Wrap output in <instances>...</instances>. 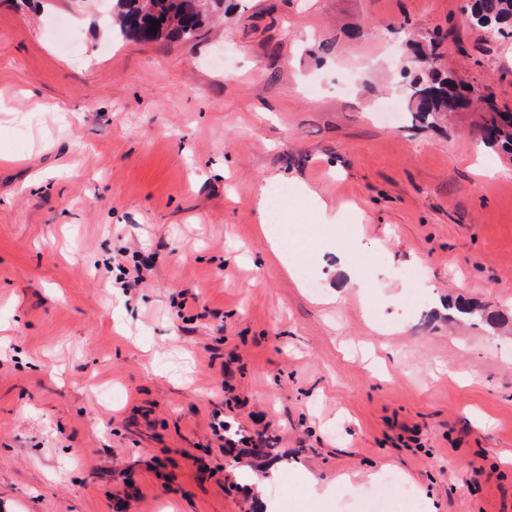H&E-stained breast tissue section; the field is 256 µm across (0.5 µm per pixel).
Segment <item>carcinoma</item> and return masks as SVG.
<instances>
[{"instance_id": "obj_1", "label": "carcinoma", "mask_w": 512, "mask_h": 512, "mask_svg": "<svg viewBox=\"0 0 512 512\" xmlns=\"http://www.w3.org/2000/svg\"><path fill=\"white\" fill-rule=\"evenodd\" d=\"M473 30L491 31L502 38H512V0H471ZM115 9L106 22L122 37L144 40L145 30H157L150 41L183 42L191 40L203 22L224 12V0H114ZM160 26L153 27V21ZM444 37L427 33L409 43L410 55L400 69L404 79L409 112L413 120L428 128H438L462 104H471L470 90L441 70L437 59ZM484 116L479 127L481 141L512 156V112L499 107L493 93L481 95ZM454 317L478 315L488 325L499 317L486 310L465 304H448Z\"/></svg>"}]
</instances>
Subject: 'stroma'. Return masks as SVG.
Here are the masks:
<instances>
[{"label":"stroma","instance_id":"1","mask_svg":"<svg viewBox=\"0 0 512 512\" xmlns=\"http://www.w3.org/2000/svg\"><path fill=\"white\" fill-rule=\"evenodd\" d=\"M463 6L230 0L192 41L139 42L101 0H0V512H256L245 475L270 466L280 512L310 482L312 512H360L336 481L378 471L431 512H512V157L477 110L386 111L404 24L446 30L442 67L512 109V41ZM274 177L346 213L285 217L315 288L258 231ZM360 238L365 295L334 269ZM459 297L503 322L449 321Z\"/></svg>","mask_w":512,"mask_h":512}]
</instances>
